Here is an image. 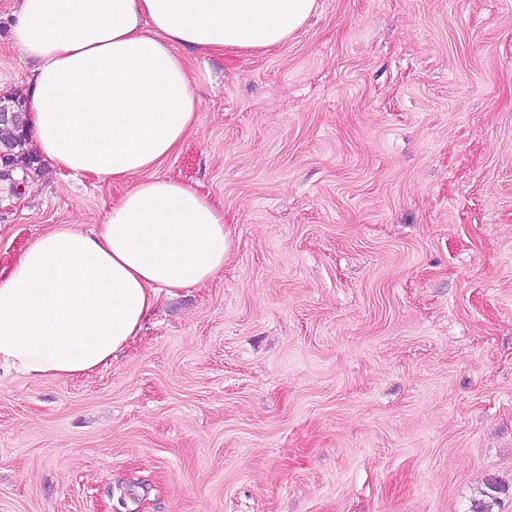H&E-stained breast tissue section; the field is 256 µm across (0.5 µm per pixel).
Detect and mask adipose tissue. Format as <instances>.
Wrapping results in <instances>:
<instances>
[{
  "label": "adipose tissue",
  "mask_w": 512,
  "mask_h": 512,
  "mask_svg": "<svg viewBox=\"0 0 512 512\" xmlns=\"http://www.w3.org/2000/svg\"><path fill=\"white\" fill-rule=\"evenodd\" d=\"M317 0H15L33 62L26 147L75 176L125 185L96 229L66 224L0 277V368L76 378L135 341L162 295L224 269V204L159 175L195 129L210 65L282 45Z\"/></svg>",
  "instance_id": "1"
}]
</instances>
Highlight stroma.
Returning a JSON list of instances; mask_svg holds the SVG:
<instances>
[{
    "label": "stroma",
    "mask_w": 512,
    "mask_h": 512,
    "mask_svg": "<svg viewBox=\"0 0 512 512\" xmlns=\"http://www.w3.org/2000/svg\"><path fill=\"white\" fill-rule=\"evenodd\" d=\"M213 63L160 172L222 200L224 269L109 366L0 371V512H512V0H318ZM123 191L1 184L0 272ZM501 490L502 487L496 480H489L485 489L480 492L481 497L472 499L468 512H493L497 504V494Z\"/></svg>",
    "instance_id": "obj_1"
}]
</instances>
